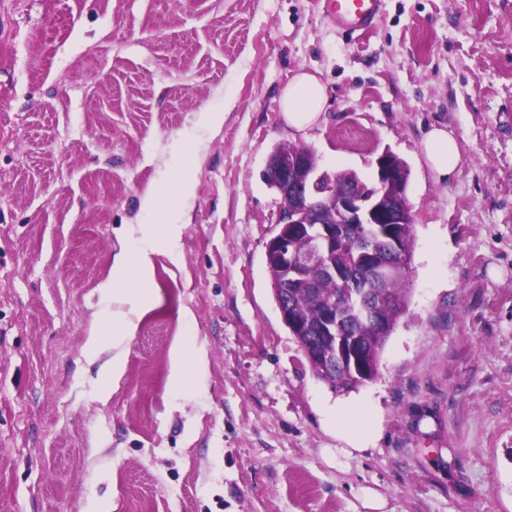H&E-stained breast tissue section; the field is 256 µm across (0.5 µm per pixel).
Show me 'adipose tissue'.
Listing matches in <instances>:
<instances>
[{
	"label": "adipose tissue",
	"mask_w": 512,
	"mask_h": 512,
	"mask_svg": "<svg viewBox=\"0 0 512 512\" xmlns=\"http://www.w3.org/2000/svg\"><path fill=\"white\" fill-rule=\"evenodd\" d=\"M326 105L324 85L316 75L296 74L284 88L280 98L282 117L289 128L304 133L318 125ZM421 151L430 170L445 180L452 178L461 162L460 146L452 132L443 127L431 128L421 141ZM194 192L192 182L179 178L170 192L154 191L142 199L146 212L156 214L159 228L148 229L137 243L124 245L112 261L110 277L100 284L103 301L115 303L114 311L92 326L84 345L93 356L102 351L104 336L113 345L131 339L141 315L156 301L151 288V255L157 239L175 243L176 227L172 221L181 198ZM170 383L182 390L200 385L207 373L205 348L191 340L176 341L170 350ZM328 416L336 428L341 447L337 456L351 458L375 447L381 438V416L369 403L342 399L329 409Z\"/></svg>",
	"instance_id": "1"
}]
</instances>
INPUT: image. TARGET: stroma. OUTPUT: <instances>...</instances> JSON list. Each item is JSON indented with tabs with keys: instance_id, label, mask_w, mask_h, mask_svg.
<instances>
[{
	"instance_id": "1",
	"label": "stroma",
	"mask_w": 512,
	"mask_h": 512,
	"mask_svg": "<svg viewBox=\"0 0 512 512\" xmlns=\"http://www.w3.org/2000/svg\"><path fill=\"white\" fill-rule=\"evenodd\" d=\"M301 71L327 96L305 135L279 106ZM434 125L459 142L449 180L420 150ZM285 144L368 183L387 148L411 170L409 306L352 393L382 438L343 466L323 456L337 394L265 264L280 198L262 173ZM184 174L159 302L100 401L117 350L83 352L97 287L151 223L143 196ZM180 336L208 370L176 392ZM361 486L386 512H512V0H384L352 40L322 0H0V512H356Z\"/></svg>"
}]
</instances>
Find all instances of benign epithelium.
Masks as SVG:
<instances>
[{
  "label": "benign epithelium",
  "instance_id": "1",
  "mask_svg": "<svg viewBox=\"0 0 512 512\" xmlns=\"http://www.w3.org/2000/svg\"><path fill=\"white\" fill-rule=\"evenodd\" d=\"M314 153L305 149L278 150L271 154L265 171L266 179L280 196V210L276 224L279 230L266 245V261L279 267L282 281L277 308L281 320L293 336H303L309 327L293 314V302L287 288L297 281L303 269L311 264H326L333 276L340 280L348 271L336 268L332 260L336 241L344 227L352 224H405L406 217L393 211L389 188L400 192L403 177L396 168L393 156L384 151L376 159L375 188L348 190L342 195L336 191L316 189L319 180ZM307 233L312 245L294 249L292 238ZM317 334L335 338V347L324 353L319 349L311 357L321 369L330 374L340 367L355 374L366 373L359 359L360 341L356 336L340 331L336 305H329L317 326Z\"/></svg>",
  "mask_w": 512,
  "mask_h": 512
}]
</instances>
